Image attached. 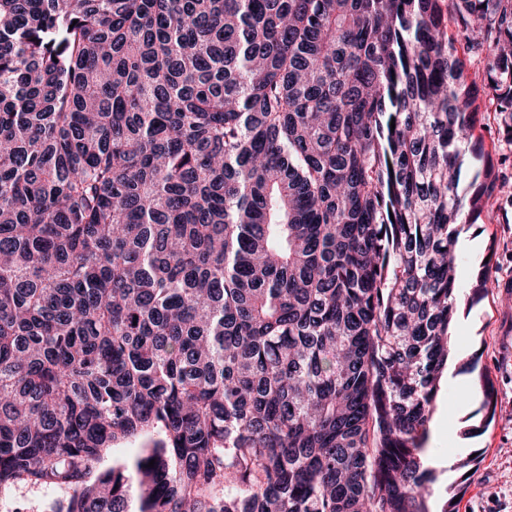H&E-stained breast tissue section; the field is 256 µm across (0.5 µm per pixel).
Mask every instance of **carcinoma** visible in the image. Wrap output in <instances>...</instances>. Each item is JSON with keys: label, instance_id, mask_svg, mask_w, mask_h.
<instances>
[{"label": "carcinoma", "instance_id": "cac0c4a2", "mask_svg": "<svg viewBox=\"0 0 512 512\" xmlns=\"http://www.w3.org/2000/svg\"><path fill=\"white\" fill-rule=\"evenodd\" d=\"M487 112L512 0H0V492L431 512Z\"/></svg>", "mask_w": 512, "mask_h": 512}]
</instances>
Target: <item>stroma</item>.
<instances>
[{
  "mask_svg": "<svg viewBox=\"0 0 512 512\" xmlns=\"http://www.w3.org/2000/svg\"><path fill=\"white\" fill-rule=\"evenodd\" d=\"M455 252L459 281L471 289L483 260H491L482 299L460 302L454 345L439 383L429 423L428 457L437 472L429 499L440 512L450 486L456 485L460 460L478 455L458 512H512V210L485 211L477 226L460 232ZM478 356L479 367L494 385L495 417L473 437L462 435V420L477 409L482 391L463 361Z\"/></svg>",
  "mask_w": 512,
  "mask_h": 512,
  "instance_id": "obj_1",
  "label": "stroma"
}]
</instances>
